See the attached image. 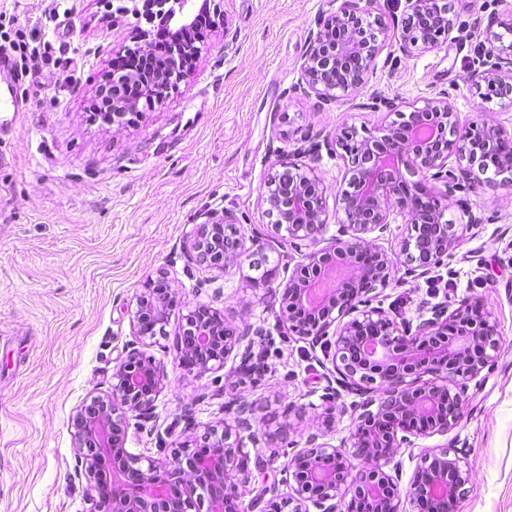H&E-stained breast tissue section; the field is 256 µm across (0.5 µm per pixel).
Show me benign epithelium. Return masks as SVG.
<instances>
[{"label": "benign epithelium", "mask_w": 512, "mask_h": 512, "mask_svg": "<svg viewBox=\"0 0 512 512\" xmlns=\"http://www.w3.org/2000/svg\"><path fill=\"white\" fill-rule=\"evenodd\" d=\"M112 20L131 15L165 28L168 46L153 54V33L139 30L134 45L117 54L134 61L110 69V111L103 123L120 126L144 109L163 104L191 69L200 47L196 0H119ZM372 0H343L342 6L311 32L301 64L300 88L319 105L352 101L367 86L380 52L382 19L372 15ZM455 14L445 0H405L397 22L401 52H428L448 39ZM512 13L484 31L488 68L468 77L479 95L512 102ZM382 126L378 134L358 138L355 130L336 136L343 150L344 184L336 192L337 234L326 236L327 187L318 174L319 144L278 160L261 194L271 231L281 239L326 245L306 257L278 287L279 307L289 328L314 342L344 318L335 336L332 362L352 388L374 394L356 418L350 448H335L311 434L307 446L289 460L294 493L292 512H336L335 500L347 496L344 512H406L386 467L399 449L414 446L426 434L446 435L460 418L467 380L493 359L500 344L496 321L479 302L460 301L452 311H421L415 333L377 310H361L363 298L386 285L400 264L427 274L459 245L471 224L448 218L440 198L454 196L461 182L491 188L512 185V132L485 119L464 123L446 96L421 98L410 112ZM310 162H304V158ZM458 167L448 171L450 160ZM407 224L399 254L388 253L381 235L396 219ZM266 268L255 287L276 276L279 263L248 253L234 214H206L191 232V259L204 269L224 271L239 265ZM346 279L324 303L306 300L308 289L336 266ZM180 296L167 272L148 277L131 309L135 345L113 369L112 387L91 394L71 420L78 475L97 494L94 512H240L238 486L229 475L248 467L242 435L253 433L254 405L237 402L233 420L208 426L160 460L126 448L133 420L153 414L162 392L164 367L147 355L177 308ZM251 325L226 320L211 303H199L182 315L178 353L182 365L200 373L241 360L257 370ZM472 487L471 474L450 450L425 457L412 477V512H455ZM288 504L276 489L257 498L260 512H283Z\"/></svg>", "instance_id": "7a95c632"}]
</instances>
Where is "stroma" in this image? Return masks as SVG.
<instances>
[{"mask_svg": "<svg viewBox=\"0 0 512 512\" xmlns=\"http://www.w3.org/2000/svg\"><path fill=\"white\" fill-rule=\"evenodd\" d=\"M342 0H221L223 23L203 30L201 51L165 103L122 127L93 111L116 50L141 22L112 20L111 0H0V45L23 36L32 54L21 96L31 101L0 148V512H93L81 481L71 419L87 396L112 386L116 362L134 341L131 308L147 277L167 271L183 307L211 301L239 325L262 328L260 372L235 363L200 374L177 351L179 316L149 352L165 369L150 419L132 421L127 447L163 458L204 426L256 401L265 464L238 479L249 512L262 486L287 484L288 462L309 433L352 443L361 396L332 377L333 337L319 346L295 335L275 287L257 288L248 263L223 272L192 264L186 246L206 212L231 209L247 250L287 255L279 281L309 246L273 235L260 203L277 159L301 139L355 127L376 134L387 101L404 105L447 94L462 118L490 113L512 130V104L482 101L467 77L484 70L479 48L503 0H455L447 42L414 56L396 44L394 19L405 0H374L384 22L381 52L356 104L317 109L298 88L309 35ZM453 219L477 222L429 275L397 267L368 305L414 322L423 304L480 301L502 337L495 359L467 382L457 426L417 438L388 466L400 491L432 449L448 448L468 466L474 489L457 512H512V187L461 183ZM444 279V288L431 283Z\"/></svg>", "mask_w": 512, "mask_h": 512, "instance_id": "35a3bbf8", "label": "stroma"}]
</instances>
